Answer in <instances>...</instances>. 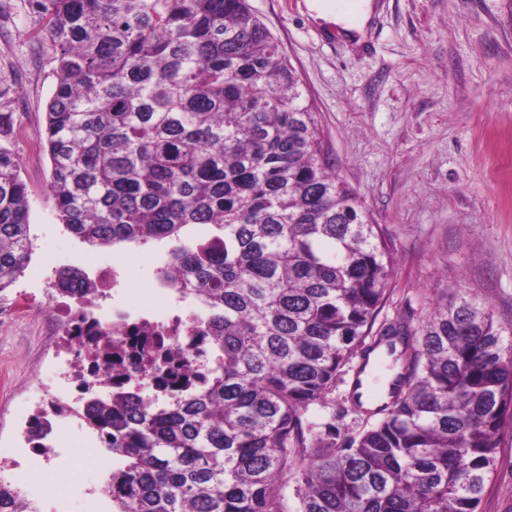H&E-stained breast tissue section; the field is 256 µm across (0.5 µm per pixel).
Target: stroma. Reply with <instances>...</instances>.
Masks as SVG:
<instances>
[{"label": "stroma", "mask_w": 512, "mask_h": 512, "mask_svg": "<svg viewBox=\"0 0 512 512\" xmlns=\"http://www.w3.org/2000/svg\"><path fill=\"white\" fill-rule=\"evenodd\" d=\"M362 39L330 38L306 0H249L294 69L318 120L324 153L380 224L394 272L380 320L429 317L451 290L475 293L512 324V0H373ZM58 50L33 0H0V146L16 156L30 205L31 260L4 303L56 297L55 275L118 266L135 288L152 285L166 245L94 247L61 224L44 148ZM38 310L0 320V448L23 441L21 418L48 399L52 372ZM341 375L314 417L336 418L340 437L365 420ZM83 419L68 418L55 453L28 455L16 474L39 512H112L110 466L80 464L100 450ZM55 489L41 494L42 485ZM478 512H512V415Z\"/></svg>", "instance_id": "stroma-1"}]
</instances>
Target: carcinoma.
I'll return each instance as SVG.
<instances>
[{"label":"carcinoma","instance_id":"carcinoma-1","mask_svg":"<svg viewBox=\"0 0 512 512\" xmlns=\"http://www.w3.org/2000/svg\"><path fill=\"white\" fill-rule=\"evenodd\" d=\"M35 3L59 50L46 145L61 222L92 246L168 244L167 286L207 321L200 384L168 392L159 360L153 394L130 382L84 403L114 459L112 512H475L512 410V346L462 294L419 327H375L389 246L248 0ZM28 211L0 148V293L32 254ZM56 287L97 291L76 268ZM382 344L388 401L339 442L309 410L357 358L361 387ZM19 499L0 481V512Z\"/></svg>","mask_w":512,"mask_h":512}]
</instances>
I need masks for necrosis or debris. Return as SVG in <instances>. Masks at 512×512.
I'll use <instances>...</instances> for the list:
<instances>
[{
  "label": "necrosis or debris",
  "mask_w": 512,
  "mask_h": 512,
  "mask_svg": "<svg viewBox=\"0 0 512 512\" xmlns=\"http://www.w3.org/2000/svg\"><path fill=\"white\" fill-rule=\"evenodd\" d=\"M40 310L50 328V341L80 346L87 367L73 371L68 389L56 392L49 403L26 414V421L37 419L47 427L43 438L28 442L27 451L32 455L52 448L54 433L64 420L63 408L75 402L93 374L112 382L147 376L153 371L156 353L164 350L170 354L176 376H194L203 370L210 355L207 344L193 339L199 327L198 311L171 304L160 295L148 307L131 304L123 293L113 296L108 309L88 297L73 305L47 300L41 302Z\"/></svg>",
  "instance_id": "necrosis-or-debris-1"
}]
</instances>
